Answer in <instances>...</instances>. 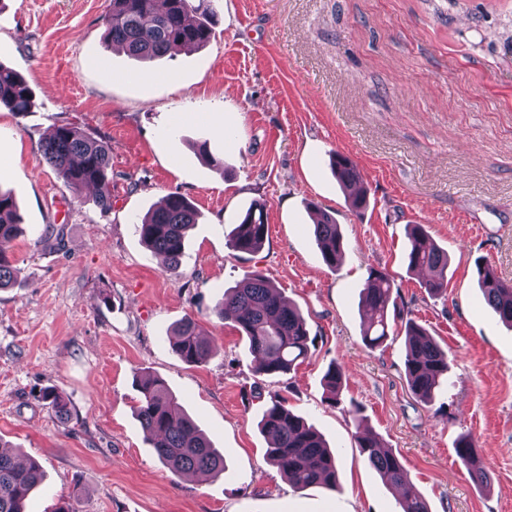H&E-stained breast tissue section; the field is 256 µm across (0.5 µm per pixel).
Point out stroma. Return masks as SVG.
<instances>
[{"instance_id": "stroma-1", "label": "stroma", "mask_w": 512, "mask_h": 512, "mask_svg": "<svg viewBox=\"0 0 512 512\" xmlns=\"http://www.w3.org/2000/svg\"><path fill=\"white\" fill-rule=\"evenodd\" d=\"M215 7L205 47L142 63L103 44L111 0H0V63L33 91L30 112L0 109V190L25 230L18 277L0 290V443L44 472L27 512H400L398 493L358 458L350 403L430 512H512V328L474 276L482 260L512 282V0ZM57 124L108 143L110 211L43 159ZM336 153L358 169L363 213L336 182ZM172 192L198 211L176 276L133 226ZM255 203L268 238L258 253L234 252L227 239ZM317 208L344 237L333 268ZM412 224L448 252L441 296L408 267ZM372 267L448 352L449 383L432 404L407 387L404 334L362 343ZM253 270L308 322L309 355L290 374H255L246 339L213 311ZM188 316L216 346L196 364L169 343ZM333 364L345 374L337 406L323 385ZM142 371L223 452L219 478L195 482L158 461L134 416ZM48 389L68 416L43 401ZM276 394L337 449L340 491L296 490L268 463L259 421ZM463 434L489 465L488 486L460 465Z\"/></svg>"}]
</instances>
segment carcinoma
<instances>
[{"label": "carcinoma", "instance_id": "obj_1", "mask_svg": "<svg viewBox=\"0 0 512 512\" xmlns=\"http://www.w3.org/2000/svg\"><path fill=\"white\" fill-rule=\"evenodd\" d=\"M213 0H111L112 8L104 17L106 47L117 44L131 57L141 61L181 51L184 47L205 45L212 33L215 14ZM32 93L23 77L14 69L0 64V106L23 113L30 109ZM43 159L57 176L73 189L93 186L96 206L103 212L112 208L109 192L110 152L106 141L61 124L40 144ZM337 183L348 193L351 205L361 212L367 204V192L356 187L359 175L353 162L337 155L332 159ZM192 203L177 192L167 194L160 203L134 220L135 231L153 253L163 257L166 271L175 273L181 266L188 229L196 223ZM21 233L16 204L9 194L0 192V288L9 287L17 268L12 244ZM268 234L264 206L249 207L236 225L228 247L244 254L259 252ZM315 234L324 262L336 263L344 250V239L333 216L317 212ZM410 269L432 272L424 288L440 294L448 288V252L430 236L426 225L412 224L407 234ZM479 288L487 305L500 320L512 327V283L496 275L488 263L476 265ZM362 305L371 312L363 329L366 348L384 344L392 324L399 319L397 293L389 276L369 269L361 290ZM214 312L231 322L246 337L255 358V372L277 376L295 370L307 358L310 331L301 312L287 302L279 290L260 272L246 273L237 284L224 291ZM405 378L408 389L419 401L429 405L446 379L448 352L412 319L404 321ZM173 351L185 362L196 363L213 353V346L199 331L195 319H183L174 329ZM324 386L328 400L340 404L345 376L333 364L326 371ZM139 399L134 414L149 435L159 461L175 474L203 473L218 477L224 473V456L190 417L160 378L141 372L136 376ZM355 428V447L363 462L373 468L382 482L396 488L407 479L398 456L386 448L379 436L364 425L360 408L347 410ZM269 448L267 460L297 490L338 489L336 452L322 435L300 415L288 408L286 399L277 395L263 412L259 422ZM459 462L469 477L484 485L489 468L475 441L467 434L456 445ZM44 475L34 460L21 463L17 455L0 450V512H26L29 496L43 483Z\"/></svg>", "mask_w": 512, "mask_h": 512}]
</instances>
